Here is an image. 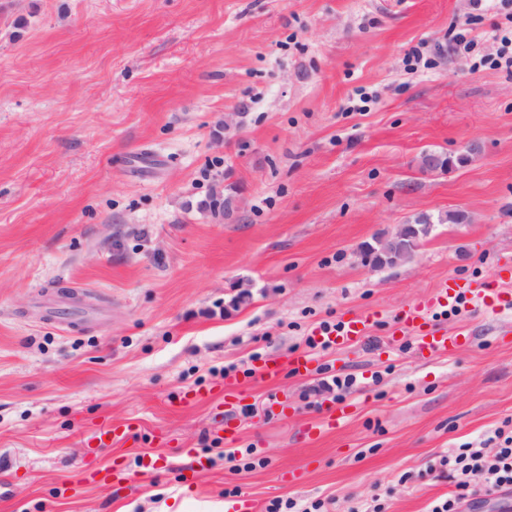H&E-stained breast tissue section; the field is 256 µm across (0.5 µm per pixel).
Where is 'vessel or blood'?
I'll return each mask as SVG.
<instances>
[{
	"instance_id": "vessel-or-blood-1",
	"label": "vessel or blood",
	"mask_w": 512,
	"mask_h": 512,
	"mask_svg": "<svg viewBox=\"0 0 512 512\" xmlns=\"http://www.w3.org/2000/svg\"><path fill=\"white\" fill-rule=\"evenodd\" d=\"M475 298L477 308L484 319L491 320L506 311L512 310V267L497 280L483 283L480 287L457 280H443L426 299L398 310L392 321V333L396 336L413 337L418 349L432 355L451 353L456 349L454 339L446 328L439 326L433 319L435 310L454 308L466 298ZM380 317L379 311L368 310L352 315L337 328L314 329V349L303 350L287 357H276L265 361L252 370L249 380L276 381L282 374L290 372L298 376H307L317 369V350L327 349L339 353L354 349L363 343L371 328ZM249 380H242L230 374L224 379L222 388L213 391L189 389L184 391V404L210 402L219 396L229 408L241 406L249 394ZM134 438V429L129 423H108L96 428L90 437L98 448H110L117 443H126ZM88 479L105 484H127L131 477L126 470L116 466L98 468L86 466Z\"/></svg>"
}]
</instances>
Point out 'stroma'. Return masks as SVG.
I'll list each match as a JSON object with an SVG mask.
<instances>
[{
  "label": "stroma",
  "instance_id": "35a3bbf8",
  "mask_svg": "<svg viewBox=\"0 0 512 512\" xmlns=\"http://www.w3.org/2000/svg\"><path fill=\"white\" fill-rule=\"evenodd\" d=\"M503 23L493 0H0V512L448 497L436 457L512 418V314H438L460 336L450 356L377 339L441 280L512 260V75L448 43L454 28L496 53ZM428 152L448 169H421ZM227 197L231 221L211 205ZM446 212L465 220L432 225L411 261H364ZM370 309L382 320L355 352L251 383L234 448L218 402L179 401ZM348 374L350 391L314 393ZM274 397L288 417L263 412ZM338 400L346 419L303 439ZM109 420L134 439L91 446ZM189 448L210 462L194 485ZM146 454L168 467L141 474ZM117 457L129 489L83 483V461Z\"/></svg>",
  "mask_w": 512,
  "mask_h": 512
}]
</instances>
